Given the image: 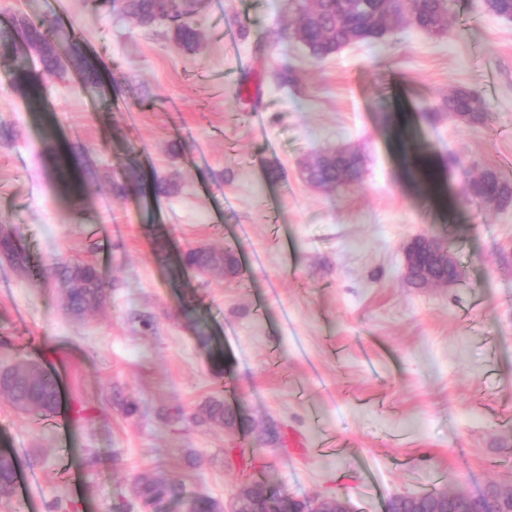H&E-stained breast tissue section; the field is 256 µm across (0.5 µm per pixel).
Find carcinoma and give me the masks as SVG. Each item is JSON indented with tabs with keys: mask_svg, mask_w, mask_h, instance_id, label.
<instances>
[{
	"mask_svg": "<svg viewBox=\"0 0 512 512\" xmlns=\"http://www.w3.org/2000/svg\"><path fill=\"white\" fill-rule=\"evenodd\" d=\"M94 6L109 5L112 12L129 19L142 28L165 24L173 39L185 50L199 48L201 34L193 19L198 13L199 0H173L168 4L170 14L161 19L155 12L162 5L154 0H93ZM289 9L298 16L292 29L305 42L310 55L322 60L335 53L336 46L369 32L363 27V17L383 7L379 0H288ZM417 13L424 31L435 34L449 27L451 5L442 0H418ZM34 54L40 63L38 80L33 81L29 73L20 71L14 87L37 109L41 105L38 85L61 75L66 67L80 72L87 84L97 83V71L88 64L83 45L71 41L63 50H58L53 39V27L46 21L24 20L11 29H0V58L8 63L19 47ZM443 107L465 123H478L485 117L484 107L478 93L464 87L448 91ZM54 173L59 181H72L67 161L50 149ZM362 156L353 149L328 150L307 162L301 175L316 188L330 191L361 177ZM470 199L489 206L503 207L512 204V182L502 179L494 170H486L464 191ZM0 256L8 262L24 267L28 257L19 247L14 235L0 224ZM183 266L199 273L218 270L228 276L239 273V265L229 250L207 248L190 249L180 257ZM43 279L54 280L63 295L65 310L74 317H82L87 311L101 306L109 297L114 284L102 278L97 269L86 263L60 261L41 274ZM58 381L50 372L27 360L0 363V398L15 409L41 415L56 412L58 407ZM224 401L218 397L207 400L195 414L201 424L224 426ZM18 462L7 451H0V501L10 502L16 496ZM135 494L145 504H153L165 498H180L185 512H224L215 499L196 494L183 497L180 484L162 475H144L135 481Z\"/></svg>",
	"mask_w": 512,
	"mask_h": 512,
	"instance_id": "1",
	"label": "carcinoma"
}]
</instances>
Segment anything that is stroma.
<instances>
[{
    "instance_id": "obj_1",
    "label": "stroma",
    "mask_w": 512,
    "mask_h": 512,
    "mask_svg": "<svg viewBox=\"0 0 512 512\" xmlns=\"http://www.w3.org/2000/svg\"><path fill=\"white\" fill-rule=\"evenodd\" d=\"M452 9L447 35L402 26L318 61L288 37L287 0H203L194 52L89 0H0V29L56 22L98 71L90 86L67 70L34 112L0 63V223L29 258L0 260V359L60 381L47 417L0 400L28 512L58 499L116 512L155 472L224 505L251 478L354 512L512 484V206L464 196L481 169L512 180V20L485 0ZM455 87L479 94L486 123L442 111ZM52 138L86 150L68 194ZM339 146L364 156L361 179L311 187L302 163ZM128 171L175 187L120 194ZM419 235L447 236L453 285L409 286ZM227 246L235 279L179 262ZM60 260L115 282L101 308L67 315L40 278ZM217 395L249 410L252 431L194 422Z\"/></svg>"
}]
</instances>
